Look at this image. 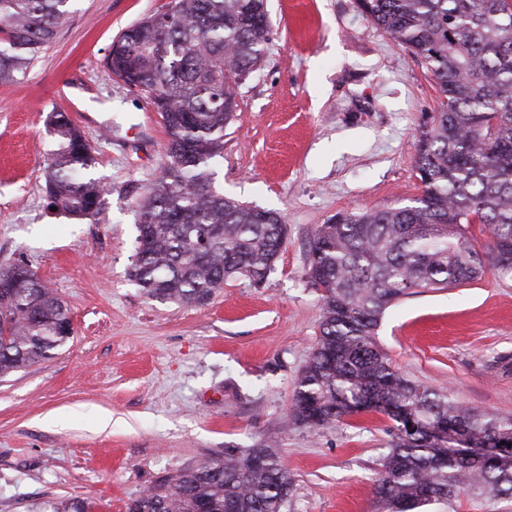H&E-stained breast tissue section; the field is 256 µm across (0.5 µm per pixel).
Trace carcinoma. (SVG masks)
Here are the masks:
<instances>
[{
	"mask_svg": "<svg viewBox=\"0 0 512 512\" xmlns=\"http://www.w3.org/2000/svg\"><path fill=\"white\" fill-rule=\"evenodd\" d=\"M362 13L421 58L444 100L417 134L420 197L384 210L340 212L319 226L307 276L321 292L320 334L294 389L291 418L312 430L363 412L393 421L374 482L384 512H428L462 494L512 498V465L438 447L442 423L476 445L512 444V418L448 398L392 367L376 345L383 312L421 289L478 278L512 280V0H358ZM69 0H0V83L12 82L54 39ZM266 0H171L131 25L105 59L110 75L149 96L168 135L138 204L128 276L160 302L201 307L224 281L262 282L286 234L283 216L224 196L212 161L224 149L234 85L260 63ZM47 207L71 219L103 213L105 188L85 177L91 148L53 114ZM490 235L478 250L474 227ZM70 310L37 278L0 296V377L52 357L71 339ZM293 480L271 448H226L159 478L128 512H283Z\"/></svg>",
	"mask_w": 512,
	"mask_h": 512,
	"instance_id": "obj_1",
	"label": "carcinoma"
}]
</instances>
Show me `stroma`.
Wrapping results in <instances>:
<instances>
[{
	"instance_id": "obj_1",
	"label": "stroma",
	"mask_w": 512,
	"mask_h": 512,
	"mask_svg": "<svg viewBox=\"0 0 512 512\" xmlns=\"http://www.w3.org/2000/svg\"><path fill=\"white\" fill-rule=\"evenodd\" d=\"M169 2L70 0L54 41L0 84V266L35 271L74 327L52 358L0 378V512H52L74 498L126 512L159 477L261 444L291 472L285 512H380L389 418L368 412L318 430L290 421L322 318L306 272L327 219L420 195L417 132L442 97L358 0H268L263 59L235 87L213 169L226 196L284 215L287 236L263 283L230 279L202 307L157 302L127 271L137 204L168 137L150 98L111 77L105 57ZM54 111L95 150L86 175L106 189L98 222L46 208ZM376 341L408 379L512 417L511 281L488 270L406 296Z\"/></svg>"
}]
</instances>
